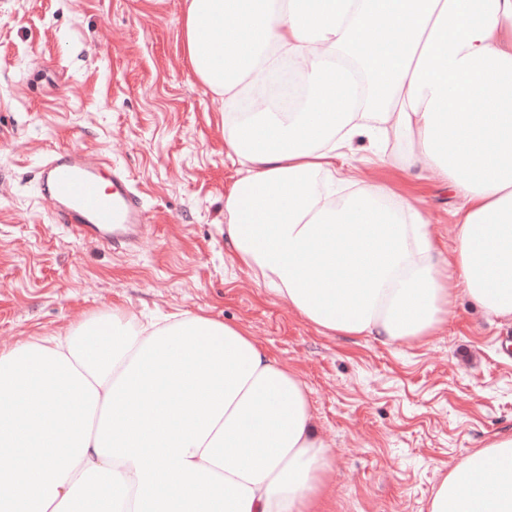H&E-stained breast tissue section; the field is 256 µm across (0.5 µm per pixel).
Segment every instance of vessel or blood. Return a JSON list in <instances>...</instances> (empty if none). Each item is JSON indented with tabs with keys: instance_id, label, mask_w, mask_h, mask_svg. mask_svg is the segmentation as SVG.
<instances>
[{
	"instance_id": "obj_1",
	"label": "vessel or blood",
	"mask_w": 512,
	"mask_h": 512,
	"mask_svg": "<svg viewBox=\"0 0 512 512\" xmlns=\"http://www.w3.org/2000/svg\"><path fill=\"white\" fill-rule=\"evenodd\" d=\"M42 189L56 203V217L78 239L103 246L129 242L145 222L143 199L118 167L68 148L43 166Z\"/></svg>"
}]
</instances>
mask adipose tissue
<instances>
[{"mask_svg":"<svg viewBox=\"0 0 512 512\" xmlns=\"http://www.w3.org/2000/svg\"><path fill=\"white\" fill-rule=\"evenodd\" d=\"M186 58L237 178L224 244L328 336L433 335L459 298L512 320V0H184ZM405 181L460 204L444 250ZM0 512H327L334 454L300 373L241 327L113 307L0 350ZM427 512H512V433Z\"/></svg>","mask_w":512,"mask_h":512,"instance_id":"adipose-tissue-1","label":"adipose tissue"}]
</instances>
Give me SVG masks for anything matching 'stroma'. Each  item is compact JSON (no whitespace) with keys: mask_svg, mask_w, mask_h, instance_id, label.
I'll return each mask as SVG.
<instances>
[{"mask_svg":"<svg viewBox=\"0 0 512 512\" xmlns=\"http://www.w3.org/2000/svg\"><path fill=\"white\" fill-rule=\"evenodd\" d=\"M183 3L0 0V349L116 304L141 320L242 326L311 391L335 456L332 512H426L463 455L512 431V321L463 300L420 344L327 336L232 268L224 193L236 168L221 104L185 60ZM60 147L127 173L146 211L138 248L57 222L39 174Z\"/></svg>","mask_w":512,"mask_h":512,"instance_id":"35a3bbf8","label":"stroma"}]
</instances>
